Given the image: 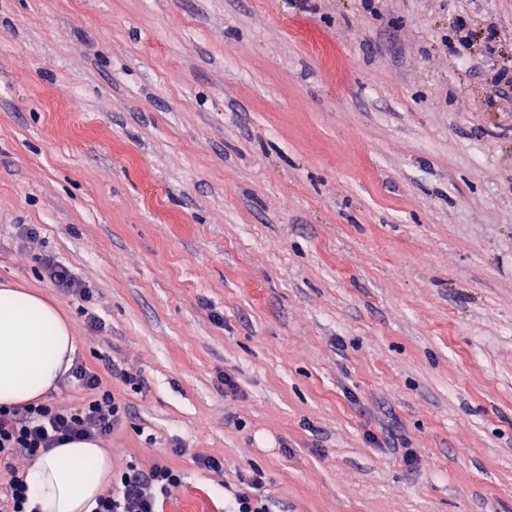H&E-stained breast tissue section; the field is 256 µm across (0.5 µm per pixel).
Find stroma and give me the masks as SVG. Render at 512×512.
Returning <instances> with one entry per match:
<instances>
[{
	"label": "stroma",
	"mask_w": 512,
	"mask_h": 512,
	"mask_svg": "<svg viewBox=\"0 0 512 512\" xmlns=\"http://www.w3.org/2000/svg\"><path fill=\"white\" fill-rule=\"evenodd\" d=\"M375 5L0 0V285L141 375L163 512H512V0ZM42 273L55 288H61L67 291H78L84 301L90 302L93 295L85 284L79 281L72 272L61 262L50 255H39ZM262 476L259 471L254 478L241 482L244 487L232 493L229 502L224 506L225 512H268L266 500L261 495Z\"/></svg>",
	"instance_id": "35a3bbf8"
}]
</instances>
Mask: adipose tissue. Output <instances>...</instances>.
Here are the masks:
<instances>
[{
  "instance_id": "1",
  "label": "adipose tissue",
  "mask_w": 512,
  "mask_h": 512,
  "mask_svg": "<svg viewBox=\"0 0 512 512\" xmlns=\"http://www.w3.org/2000/svg\"><path fill=\"white\" fill-rule=\"evenodd\" d=\"M75 345L67 317L38 291L0 287V406L55 390ZM111 473L112 458L97 441L77 440L32 458L24 480L38 512H91Z\"/></svg>"
}]
</instances>
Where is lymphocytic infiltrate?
Segmentation results:
<instances>
[{
    "mask_svg": "<svg viewBox=\"0 0 512 512\" xmlns=\"http://www.w3.org/2000/svg\"><path fill=\"white\" fill-rule=\"evenodd\" d=\"M68 376L86 398L78 406L49 400L21 408L0 407V459H28L80 438H102L126 418L128 409L105 385L97 368L74 361ZM182 484L179 471L161 459L134 464L112 477L111 494L97 499L92 512H160Z\"/></svg>",
    "mask_w": 512,
    "mask_h": 512,
    "instance_id": "obj_1",
    "label": "lymphocytic infiltrate"
}]
</instances>
